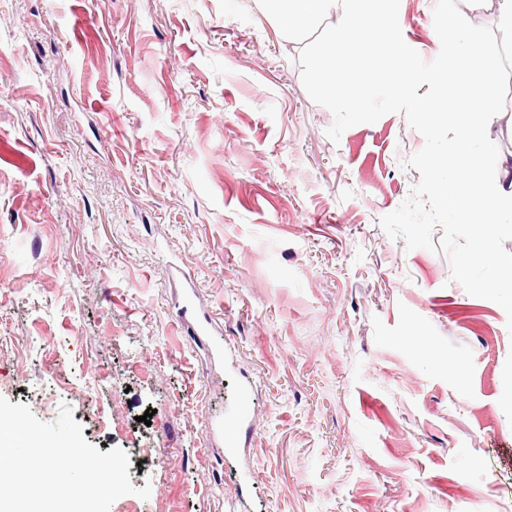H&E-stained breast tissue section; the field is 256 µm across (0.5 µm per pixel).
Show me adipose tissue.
I'll use <instances>...</instances> for the list:
<instances>
[{
	"instance_id": "ef3b65f1",
	"label": "adipose tissue",
	"mask_w": 512,
	"mask_h": 512,
	"mask_svg": "<svg viewBox=\"0 0 512 512\" xmlns=\"http://www.w3.org/2000/svg\"><path fill=\"white\" fill-rule=\"evenodd\" d=\"M449 53L466 56L464 68L449 70L436 83L435 97L416 102L417 120L430 126L449 123L455 138L448 146L444 163H429L430 180L439 186L454 215L479 214V229L472 263H491V239L504 213H512V162L482 149L485 140L482 112L483 89L499 77V54L475 43L468 34L451 27L446 31ZM481 84H473L472 75Z\"/></svg>"
}]
</instances>
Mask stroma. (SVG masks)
Returning <instances> with one entry per match:
<instances>
[{
  "label": "stroma",
  "instance_id": "1",
  "mask_svg": "<svg viewBox=\"0 0 512 512\" xmlns=\"http://www.w3.org/2000/svg\"><path fill=\"white\" fill-rule=\"evenodd\" d=\"M300 49L259 0H0V396L128 454L110 512H512L506 313L380 228L424 138L329 139Z\"/></svg>",
  "mask_w": 512,
  "mask_h": 512
}]
</instances>
